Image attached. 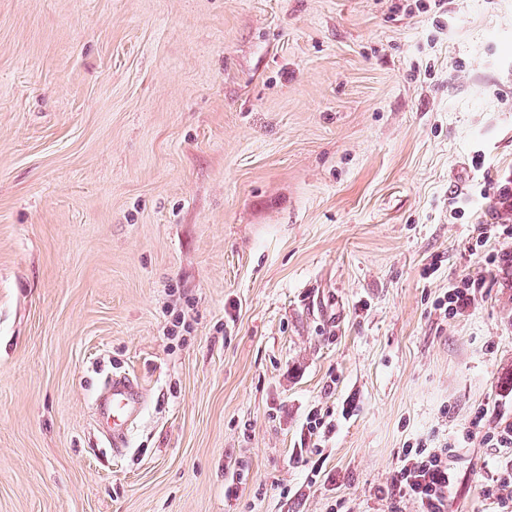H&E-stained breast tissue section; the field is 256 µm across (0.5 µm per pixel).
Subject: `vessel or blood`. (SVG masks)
Returning <instances> with one entry per match:
<instances>
[{
  "label": "vessel or blood",
  "mask_w": 512,
  "mask_h": 512,
  "mask_svg": "<svg viewBox=\"0 0 512 512\" xmlns=\"http://www.w3.org/2000/svg\"><path fill=\"white\" fill-rule=\"evenodd\" d=\"M142 408L143 394L132 377L115 374L106 380L103 391L95 400L94 412L114 454L124 452L129 428Z\"/></svg>",
  "instance_id": "1"
}]
</instances>
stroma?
Listing matches in <instances>:
<instances>
[{"label": "stroma", "mask_w": 512, "mask_h": 512, "mask_svg": "<svg viewBox=\"0 0 512 512\" xmlns=\"http://www.w3.org/2000/svg\"><path fill=\"white\" fill-rule=\"evenodd\" d=\"M507 226L512 0H0V512H498ZM482 283L481 279L469 280L463 288H453L448 292V315H453L458 310L471 303L474 288ZM446 309V310H447ZM143 394L134 379L126 374H112L95 400L96 422L106 432L112 452L119 455L127 446L131 424L143 408ZM483 442L489 448H505L512 451V421L500 419L493 430L484 432ZM452 448H426L422 443L406 448L395 471L392 495L415 501L421 512H446L456 474L448 462Z\"/></svg>", "instance_id": "obj_1"}]
</instances>
